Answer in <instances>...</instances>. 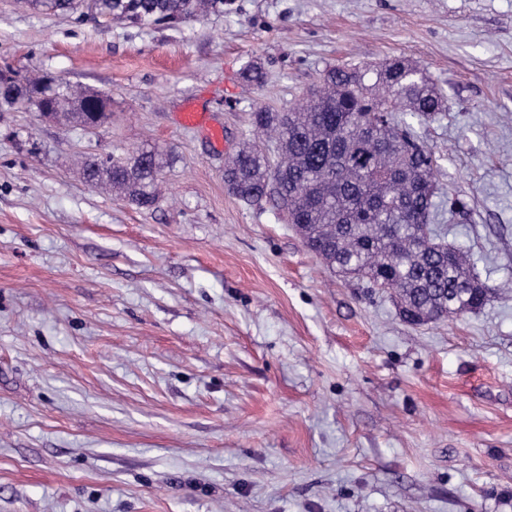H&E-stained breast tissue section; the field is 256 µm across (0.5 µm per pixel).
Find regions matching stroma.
<instances>
[{"mask_svg": "<svg viewBox=\"0 0 512 512\" xmlns=\"http://www.w3.org/2000/svg\"><path fill=\"white\" fill-rule=\"evenodd\" d=\"M394 58L448 98L421 129L464 204L443 228L497 292L421 327L224 182L256 107ZM4 63L112 117L0 112V512H512V0H224L142 28L0 0ZM146 144L149 210L76 165Z\"/></svg>", "mask_w": 512, "mask_h": 512, "instance_id": "35a3bbf8", "label": "stroma"}]
</instances>
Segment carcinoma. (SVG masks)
<instances>
[{"label": "carcinoma", "mask_w": 512, "mask_h": 512, "mask_svg": "<svg viewBox=\"0 0 512 512\" xmlns=\"http://www.w3.org/2000/svg\"><path fill=\"white\" fill-rule=\"evenodd\" d=\"M33 10L86 20L85 0H16ZM103 19L137 26L177 24L224 12V0H92ZM37 97L48 114L85 128L108 119L106 98L46 73L0 85V111ZM448 110L447 98L419 66L325 69L316 92L283 111L258 107L253 124L265 146H245L224 181L247 204L269 199L288 213L307 248L328 266L393 295L403 319L425 325L482 308L491 289L468 270V256L430 232L440 158L417 127ZM87 181L121 190L141 209L159 200L160 153L141 149L124 168L83 158Z\"/></svg>", "instance_id": "1"}]
</instances>
